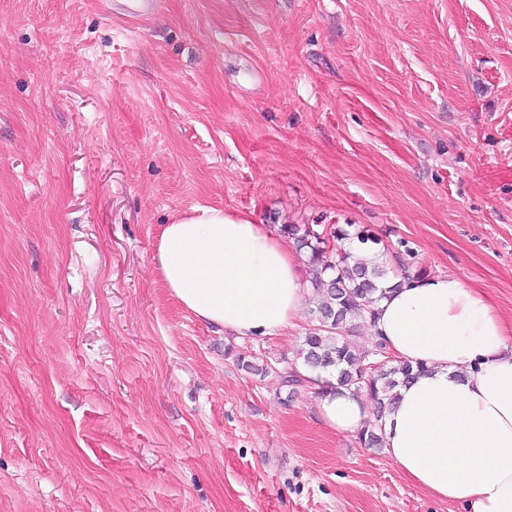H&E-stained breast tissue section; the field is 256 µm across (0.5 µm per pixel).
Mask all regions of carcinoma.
Segmentation results:
<instances>
[{"label":"carcinoma","mask_w":512,"mask_h":512,"mask_svg":"<svg viewBox=\"0 0 512 512\" xmlns=\"http://www.w3.org/2000/svg\"><path fill=\"white\" fill-rule=\"evenodd\" d=\"M283 233L294 240L311 267L310 285L318 297L312 324L304 336L303 365L314 373L312 381L324 392L337 385L356 395H366L376 407V423L365 425L359 439L369 447L384 443L383 418L396 402L395 389L415 378V368L389 359L371 367L368 354L360 352L348 338L350 327L373 315V306L384 295L382 285L398 288L406 269L390 272L383 261L353 262L351 253L340 246L349 238L346 229L332 225L318 230L312 224H290Z\"/></svg>","instance_id":"carcinoma-1"}]
</instances>
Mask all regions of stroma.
<instances>
[{"label":"stroma","mask_w":512,"mask_h":512,"mask_svg":"<svg viewBox=\"0 0 512 512\" xmlns=\"http://www.w3.org/2000/svg\"><path fill=\"white\" fill-rule=\"evenodd\" d=\"M199 206L370 229L512 325V0H0V512H465L284 385L314 303L169 296ZM154 3V0H113L108 12L125 16L129 21L141 20L149 16Z\"/></svg>","instance_id":"1"}]
</instances>
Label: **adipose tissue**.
<instances>
[{
    "instance_id": "obj_1",
    "label": "adipose tissue",
    "mask_w": 512,
    "mask_h": 512,
    "mask_svg": "<svg viewBox=\"0 0 512 512\" xmlns=\"http://www.w3.org/2000/svg\"><path fill=\"white\" fill-rule=\"evenodd\" d=\"M303 255L272 229L199 208L164 225L156 266L198 319L240 337L283 336L310 290ZM368 333L421 367L384 419L385 448L415 486L467 512H512V328L452 275L410 276L374 306ZM325 423L354 433L368 418L348 390L318 399Z\"/></svg>"
}]
</instances>
